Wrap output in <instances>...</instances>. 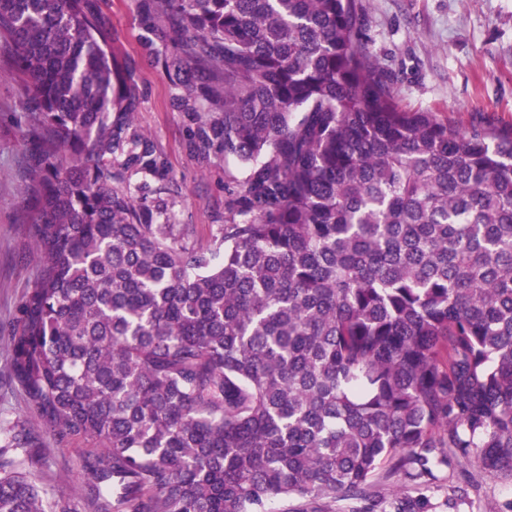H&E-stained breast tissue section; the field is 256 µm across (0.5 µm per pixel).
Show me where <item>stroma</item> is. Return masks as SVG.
<instances>
[{
	"label": "stroma",
	"instance_id": "stroma-1",
	"mask_svg": "<svg viewBox=\"0 0 512 512\" xmlns=\"http://www.w3.org/2000/svg\"><path fill=\"white\" fill-rule=\"evenodd\" d=\"M91 2L110 23L113 63L133 74L132 127L161 162L155 175L117 162L112 171L145 205L168 198L170 221L186 226L188 245L210 249L226 216L227 189L244 170L188 147L191 130L213 107L200 94L184 99L183 82L202 86L206 78L188 60L182 72L165 68L172 49L154 33L161 20L146 22L141 0ZM363 36L395 72L406 110L438 113L459 128H512V0H369ZM26 102L17 76L0 78V448L38 477L47 502L94 512L82 483L79 441L60 436L36 412L7 356L10 336L21 328V304L42 264L32 221L30 145L22 135ZM15 433L25 437L23 447H12ZM511 500L512 478L477 473L457 512H496Z\"/></svg>",
	"mask_w": 512,
	"mask_h": 512
}]
</instances>
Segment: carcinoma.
Masks as SVG:
<instances>
[{"label":"carcinoma","mask_w":512,"mask_h":512,"mask_svg":"<svg viewBox=\"0 0 512 512\" xmlns=\"http://www.w3.org/2000/svg\"><path fill=\"white\" fill-rule=\"evenodd\" d=\"M154 5L217 80L184 81L222 107L190 151L247 167L207 251L103 162L158 172L89 0H0L42 253L9 358L96 512H386L441 465L512 475V130L403 110L367 0ZM0 512H47L2 458Z\"/></svg>","instance_id":"carcinoma-1"}]
</instances>
